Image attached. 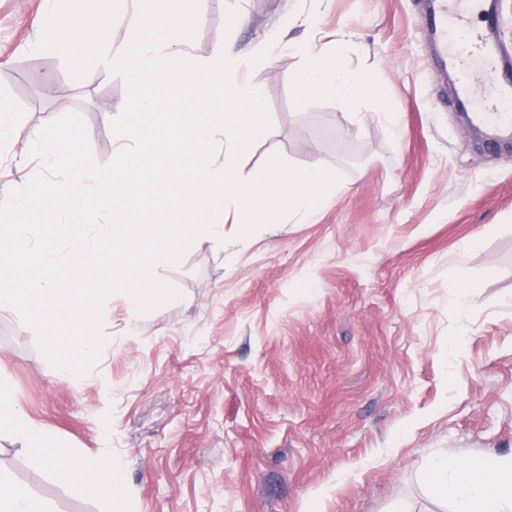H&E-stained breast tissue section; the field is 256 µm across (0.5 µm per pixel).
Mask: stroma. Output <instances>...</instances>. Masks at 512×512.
<instances>
[{
  "mask_svg": "<svg viewBox=\"0 0 512 512\" xmlns=\"http://www.w3.org/2000/svg\"><path fill=\"white\" fill-rule=\"evenodd\" d=\"M46 0H0V200L44 171L31 133L68 112L96 163L125 146L112 120L123 79H72L35 51ZM426 0H201L186 58L234 45L239 77L272 126L242 157L272 155L341 176L321 209L238 238H198L156 275L180 300L131 314L107 298V342L73 378L34 331L0 313V382L56 450L100 456L126 512H451L427 470L438 458L512 457V149L478 145L435 63ZM466 24L512 50V0H472ZM364 70L385 103L311 98L294 78L308 52ZM465 268L475 289L448 286ZM456 350H449V339ZM0 473L51 512H106L58 483L17 436Z\"/></svg>",
  "mask_w": 512,
  "mask_h": 512,
  "instance_id": "obj_1",
  "label": "stroma"
}]
</instances>
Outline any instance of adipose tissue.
Segmentation results:
<instances>
[{
	"label": "adipose tissue",
	"instance_id": "obj_1",
	"mask_svg": "<svg viewBox=\"0 0 512 512\" xmlns=\"http://www.w3.org/2000/svg\"><path fill=\"white\" fill-rule=\"evenodd\" d=\"M297 103L312 97H331L339 102L370 98L381 102L384 89L360 71L345 70L322 54H310L294 83ZM25 440L28 448L52 470L56 479L75 485L92 497L104 498L109 512H125V493L102 458L71 457L48 451L47 433L33 424L0 385V432ZM433 494L451 502L454 512H512V458L501 460L495 469L482 470L473 460L448 458L434 464L430 474Z\"/></svg>",
	"mask_w": 512,
	"mask_h": 512
}]
</instances>
